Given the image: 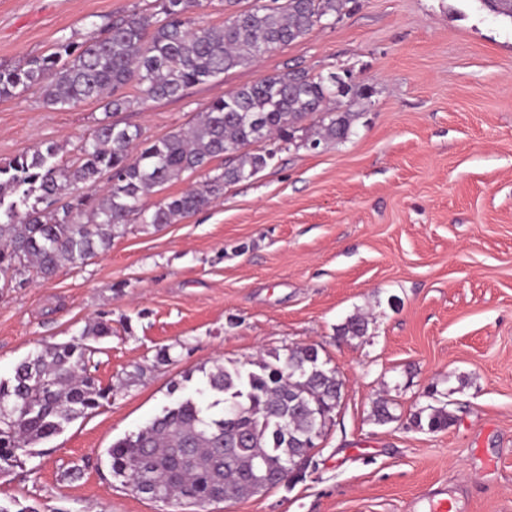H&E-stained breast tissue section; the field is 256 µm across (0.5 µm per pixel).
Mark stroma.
<instances>
[{
	"mask_svg": "<svg viewBox=\"0 0 512 512\" xmlns=\"http://www.w3.org/2000/svg\"><path fill=\"white\" fill-rule=\"evenodd\" d=\"M144 0H0V67L84 42ZM351 70L347 140L280 145L251 179L173 224L127 225L106 253L24 285L0 279V381L19 362L105 317L94 376L108 401L0 467V502L36 512H198L133 493L107 448L194 394L215 364L249 365L313 345L345 381L303 481L207 512H512V21L479 0H359L332 25L116 122L144 140L292 66ZM105 117L28 91L0 99V164L54 144L70 163ZM360 312L366 335H337ZM398 419L376 424L378 398ZM446 407L447 430L412 426ZM78 477H68L71 467Z\"/></svg>",
	"mask_w": 512,
	"mask_h": 512,
	"instance_id": "stroma-1",
	"label": "stroma"
}]
</instances>
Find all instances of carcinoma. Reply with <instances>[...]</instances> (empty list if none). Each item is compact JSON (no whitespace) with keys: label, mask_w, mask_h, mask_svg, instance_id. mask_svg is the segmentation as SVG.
<instances>
[{"label":"carcinoma","mask_w":512,"mask_h":512,"mask_svg":"<svg viewBox=\"0 0 512 512\" xmlns=\"http://www.w3.org/2000/svg\"><path fill=\"white\" fill-rule=\"evenodd\" d=\"M480 2L512 20V0ZM350 3L357 0H268L234 11L216 28L196 22L202 0H155L113 18L81 44L64 39L48 54L0 68V97L35 88L49 107L106 97L105 109L112 111L130 106L118 94L128 85L143 102L178 97L336 21ZM350 81L347 71L312 74L296 66L213 102L191 127L149 145L139 129L103 121L80 140L69 165L59 164L53 144L0 165V274L21 277L33 269L49 280L108 250L135 218L159 226L195 214L225 185L253 177L275 156L273 149L251 151L250 145L272 139L289 145L308 119L314 130L305 146L346 140L355 113L330 104L353 95ZM224 155L227 164L203 188L146 204L156 189ZM104 176L108 185L100 191ZM368 325L365 316L351 315L336 335L361 337ZM111 333L110 321L97 320L80 337L27 357L11 381L0 382V462L23 463L36 445L109 397L112 390L88 370L94 348L85 340ZM343 388L312 345L263 361L256 371L217 364L198 390L211 401L183 398L108 448L112 475L137 494L196 506L286 485L282 466L306 474L304 458L332 423ZM373 417L380 425L399 419L383 398ZM453 421L444 407L412 417L415 427L431 432Z\"/></svg>","instance_id":"carcinoma-1"}]
</instances>
